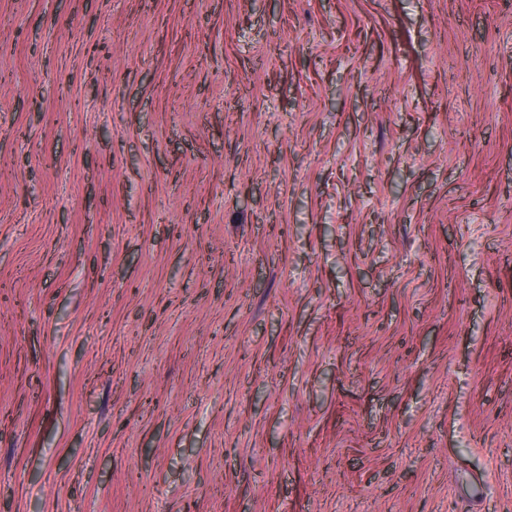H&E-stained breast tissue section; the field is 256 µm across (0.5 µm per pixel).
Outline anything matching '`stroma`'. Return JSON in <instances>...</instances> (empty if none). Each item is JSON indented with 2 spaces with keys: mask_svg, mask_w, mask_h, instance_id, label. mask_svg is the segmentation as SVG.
<instances>
[{
  "mask_svg": "<svg viewBox=\"0 0 512 512\" xmlns=\"http://www.w3.org/2000/svg\"><path fill=\"white\" fill-rule=\"evenodd\" d=\"M0 512H512V0H0Z\"/></svg>",
  "mask_w": 512,
  "mask_h": 512,
  "instance_id": "obj_1",
  "label": "stroma"
}]
</instances>
